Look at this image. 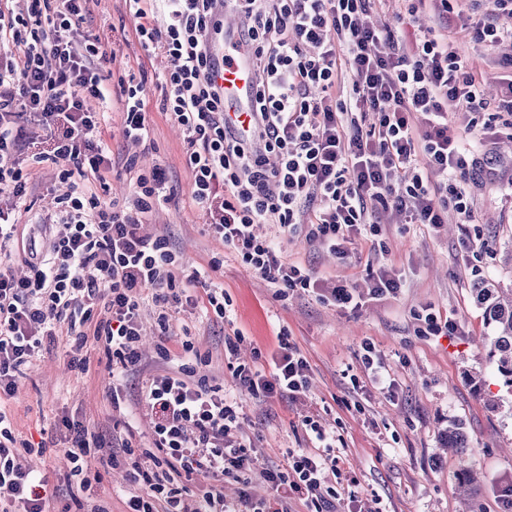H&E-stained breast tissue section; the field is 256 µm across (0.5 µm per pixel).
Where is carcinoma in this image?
I'll use <instances>...</instances> for the list:
<instances>
[{
    "label": "carcinoma",
    "instance_id": "1",
    "mask_svg": "<svg viewBox=\"0 0 512 512\" xmlns=\"http://www.w3.org/2000/svg\"><path fill=\"white\" fill-rule=\"evenodd\" d=\"M476 300L484 309L487 320L493 324L496 336L492 341L489 358L506 387L512 390V293L505 296L503 289L489 281H481L474 288ZM443 444L457 452L466 445L461 424L448 423Z\"/></svg>",
    "mask_w": 512,
    "mask_h": 512
}]
</instances>
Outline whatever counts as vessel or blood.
I'll use <instances>...</instances> for the list:
<instances>
[{
	"instance_id": "b4317fda",
	"label": "vessel or blood",
	"mask_w": 512,
	"mask_h": 512,
	"mask_svg": "<svg viewBox=\"0 0 512 512\" xmlns=\"http://www.w3.org/2000/svg\"><path fill=\"white\" fill-rule=\"evenodd\" d=\"M237 17L226 11L224 22V118L240 133H248L246 114L255 92L251 51L236 39Z\"/></svg>"
}]
</instances>
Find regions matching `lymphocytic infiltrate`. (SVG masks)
I'll return each instance as SVG.
<instances>
[{"mask_svg":"<svg viewBox=\"0 0 512 512\" xmlns=\"http://www.w3.org/2000/svg\"><path fill=\"white\" fill-rule=\"evenodd\" d=\"M376 0H128L145 50H163L173 61L164 76L163 111L184 132V162L191 171V199L215 214L213 236L250 270L275 285L280 298L297 289L358 309L361 297L347 285L317 279L286 262L276 245L257 232L276 224L329 253L344 255L358 230L377 212L396 224L440 227L447 210L471 219L465 185L482 160L473 145L448 130V105L466 111L512 112V75L488 100L466 58L446 37L422 34L405 21L378 26ZM20 15L0 5V193L19 198L25 176L13 156L22 143L12 126L16 106L36 115L50 132L48 149L31 153L33 164L55 165L61 180L79 178L81 189L55 199L50 223L63 230L45 251L30 250L29 272L16 276L15 223L0 210V395H13L17 379L44 342L71 336L69 364L87 371V344L103 350L116 374L142 358L139 324L145 290L160 291L156 324L169 328L168 303L183 285L202 288V312L226 318L231 301L223 288L205 285L200 271L185 273L164 237L146 233L150 214L168 182L166 168L141 173L125 201L97 192L112 168L104 113L85 110L86 98L105 99L107 51L90 40L75 53L73 27L90 12L91 0H26ZM233 4L238 41L253 56L256 87L253 133L242 138L224 122V88L216 75L224 64V7ZM163 11L164 26L149 15ZM215 35L213 43L204 33ZM122 134L137 143L148 135L144 85L122 88ZM424 118L416 127L414 115ZM426 165H419L417 154ZM241 332L224 339V357L236 384L253 397L298 399L309 389L311 366L287 329L270 354L240 359ZM201 355L181 344L177 368L153 376L140 406L154 419L152 442L125 447L123 455L99 456L98 438L83 422L62 425L71 441L66 453L76 480V512H111L95 486L103 470L121 467L137 483L125 512H336L338 481L348 479L336 438L316 415L301 425L317 443L315 453L291 449L269 470L271 492L245 491L254 463L243 435L242 410L217 388L196 379ZM30 441L15 434L0 410V503L16 512H50L44 476L23 468ZM206 478L203 494L188 484ZM241 484L236 501L224 498L225 482Z\"/></svg>","mask_w":512,"mask_h":512,"instance_id":"lymphocytic-infiltrate-1","label":"lymphocytic infiltrate"}]
</instances>
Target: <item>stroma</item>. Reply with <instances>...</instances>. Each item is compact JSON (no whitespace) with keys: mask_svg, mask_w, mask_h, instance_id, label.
<instances>
[{"mask_svg":"<svg viewBox=\"0 0 512 512\" xmlns=\"http://www.w3.org/2000/svg\"><path fill=\"white\" fill-rule=\"evenodd\" d=\"M91 13L74 37L84 51L85 36L98 38L108 51L104 68L107 100L87 98L92 112H106L114 130L108 140L112 171L107 176L108 197L125 199L136 178L153 165L173 171L171 198L147 219V230L165 235L187 270L205 273L230 298L229 319H209L190 304L179 305L169 321L172 342L192 340L203 357L197 377L236 398L244 412V433L257 460L249 472L248 489L264 496L269 488L264 472L284 462L287 449L313 450L302 430V416L317 414L327 431L336 434L337 449L356 479L350 490L357 497H376L382 512H505L503 493L512 488V390L504 386L489 359L486 341L495 331L476 301L473 288L482 280L512 288V140L486 138L469 127V113L448 108V130L475 140L480 153L496 160L492 175L468 181L473 221L461 223L449 212L446 224H392L379 213L386 251L374 250L367 237H356L345 257L334 256L301 235H284L278 226L264 224L261 234L277 243L283 258L310 268L317 275L346 282L364 294L381 268L399 278L397 294L382 300L366 298L357 312L322 302L317 294L297 290L288 300L276 298L275 288L244 267L235 255L208 231L212 217L190 198L192 174L184 164L183 135L160 101L162 76L170 62L162 52L147 53L135 34L136 22L125 0H92ZM418 25L433 35L448 34L459 53L473 67L487 94H495L503 72L498 59L512 56V42L493 46L471 42L459 26L443 28L437 16L426 12ZM144 79L146 142L125 141L121 124L120 81ZM56 168L32 170L18 220L23 234L39 235V218L50 214L53 198L67 191ZM223 262L211 270V259ZM154 291H146L141 313L145 359L140 368L113 379L102 351L89 348L90 370L71 369L66 353L68 337L44 345L25 370L13 396L0 399L19 438L43 443L44 453L23 455L24 466L40 471L57 495L55 512H63L72 488L65 450L68 446L57 424L62 417L82 420L102 438L100 455L120 451L124 439L148 445L151 420L143 414L125 417L111 406L113 389H120L128 405L141 398L151 374L166 368L156 353L159 331L155 324ZM432 310L451 320V336H427L417 316ZM287 328L307 356L311 367L307 398L264 402L241 392L224 364V338L240 331L245 340L242 357L253 350L270 352L280 328ZM371 343L382 365L379 375L364 372L360 355ZM479 376L473 388L470 376ZM464 426L469 451L458 456L444 450L442 437L451 420ZM472 468L475 484L463 482Z\"/></svg>","mask_w":512,"mask_h":512,"instance_id":"obj_1","label":"stroma"}]
</instances>
